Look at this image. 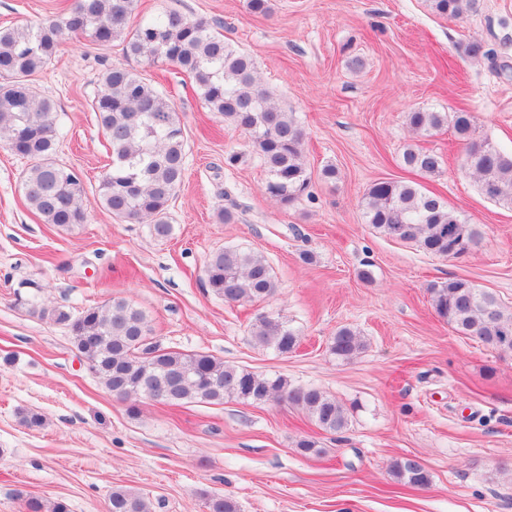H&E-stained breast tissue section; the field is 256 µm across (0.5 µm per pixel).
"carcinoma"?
<instances>
[{
  "mask_svg": "<svg viewBox=\"0 0 512 512\" xmlns=\"http://www.w3.org/2000/svg\"><path fill=\"white\" fill-rule=\"evenodd\" d=\"M441 16L459 20L477 11L479 0H430ZM137 0H72L48 19L0 27V145L31 161L21 187L28 205L45 224L64 230L86 222L90 201L79 174L57 162L59 142L54 102L39 96L31 77L45 70L68 39H83L98 48L123 42L128 57L154 66H173L186 73L210 112L248 137L249 146L266 173L264 194L289 207L310 187L304 160V131L294 113L284 111L265 88L253 61L220 32L221 23L166 9L128 26ZM101 91L90 107L106 140L111 163L102 174L98 201L121 221L152 225L168 238L173 225L168 209L183 180L187 139L175 105L154 81L120 65L105 68ZM409 127L424 135L443 126L463 145L460 168L475 178L491 201L512 208V153L475 136L472 113L417 110L407 115ZM402 164L414 172L434 175L443 159L437 153L407 147ZM363 217L384 236L418 245L446 257L454 247L478 244L481 231L460 212L419 184L381 180L363 195ZM208 288L227 303L258 302L277 290L264 255L226 247L206 263ZM436 315L467 338L503 352H512V309L492 293L465 278L428 286ZM69 326L75 348L113 395L133 403L164 387L159 402L181 405L193 400L222 404L226 399L265 405L287 401L305 410L321 430L336 433L348 425L345 408L317 387H293L282 377H268L226 365L206 353L186 354L152 341L146 314L123 298L83 310L77 317L58 307L42 309ZM254 342L281 355L298 345V333L271 314L258 315L251 325ZM364 341L351 328L336 331L330 351L347 360ZM394 476L409 487H425L431 478L415 459L392 463ZM207 512H237L236 503L219 495L205 499ZM25 512H68V505L39 496L25 499ZM107 512H151L143 495L112 489Z\"/></svg>",
  "mask_w": 512,
  "mask_h": 512,
  "instance_id": "obj_1",
  "label": "carcinoma"
}]
</instances>
